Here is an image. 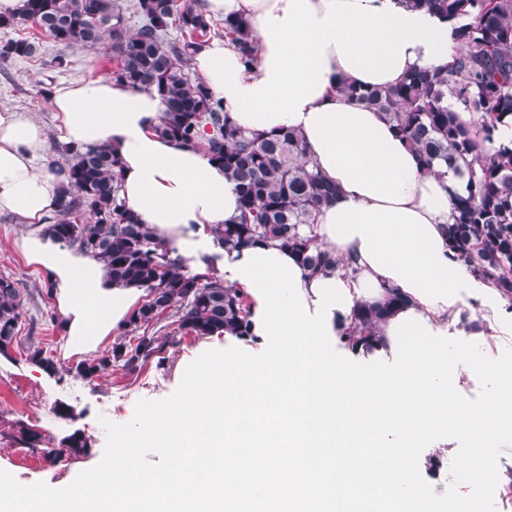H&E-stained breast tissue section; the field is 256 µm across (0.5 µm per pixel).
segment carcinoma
<instances>
[{
    "instance_id": "1",
    "label": "carcinoma",
    "mask_w": 512,
    "mask_h": 512,
    "mask_svg": "<svg viewBox=\"0 0 512 512\" xmlns=\"http://www.w3.org/2000/svg\"><path fill=\"white\" fill-rule=\"evenodd\" d=\"M453 20H474L457 30L466 50L448 66L418 70L388 88L343 84L351 100L383 113L425 167L435 160L454 167L465 180L464 193L452 201L448 245L473 273L491 280L512 303V147L492 153L479 140L494 141L498 124L512 118V0H405ZM138 18L131 26L129 19ZM28 25L41 39L0 40V61L32 59L45 53L47 41L98 50L107 46L115 67L112 77L137 90L155 91L167 105L156 132L199 147L224 167L238 192L240 215L212 228L219 245L237 249L275 242L294 252L311 274L330 273L340 260L318 243L314 224L320 208L336 196V185L311 165L302 136L291 129L276 133L246 130L231 122L224 100L202 78L189 74L196 49L212 35H222L250 64L256 46L242 22L206 17L197 0H26L22 14L0 21V29ZM176 37H169L170 31ZM457 98L480 115L479 134L459 122L445 105ZM65 162L50 170L63 177L51 223L45 231L102 262L112 283L146 291L128 325L142 330L121 334L100 357L63 368L40 343L30 342L25 361L63 380L74 375L92 381L115 367L134 372L155 359L178 336L207 338L251 335L246 294L227 287L210 273H194L146 224L127 212L120 197V171L106 145L82 151L63 149ZM27 293L8 277L0 278V356L10 357L22 322ZM403 299L392 290L381 301L360 303L341 333L350 350L379 345V324ZM15 438L52 462L89 451L77 430L58 445L43 447L42 436L22 425Z\"/></svg>"
}]
</instances>
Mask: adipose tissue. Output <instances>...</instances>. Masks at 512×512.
<instances>
[{
    "label": "adipose tissue",
    "mask_w": 512,
    "mask_h": 512,
    "mask_svg": "<svg viewBox=\"0 0 512 512\" xmlns=\"http://www.w3.org/2000/svg\"><path fill=\"white\" fill-rule=\"evenodd\" d=\"M203 7L246 22L258 47L248 67L220 39L193 56L233 123L299 132L314 168L336 184L315 233L350 264L343 283L352 302H374L394 288L433 330L512 332V304L448 246L451 200L463 180L440 161L424 172L381 113L341 90L347 81L388 87L413 70L446 65L462 49L455 25L405 0H203ZM52 99L65 144L112 148L129 213L190 270L216 256L243 260V250H224L211 232L239 214L233 183L203 151L156 133L167 109L158 94L100 77L59 86ZM46 144L45 127L29 113L0 111V215L25 224L20 248L43 271L68 343L92 351L127 325L143 291L112 284L100 261L45 234L61 189L60 176L40 163Z\"/></svg>",
    "instance_id": "ef3b65f1"
}]
</instances>
